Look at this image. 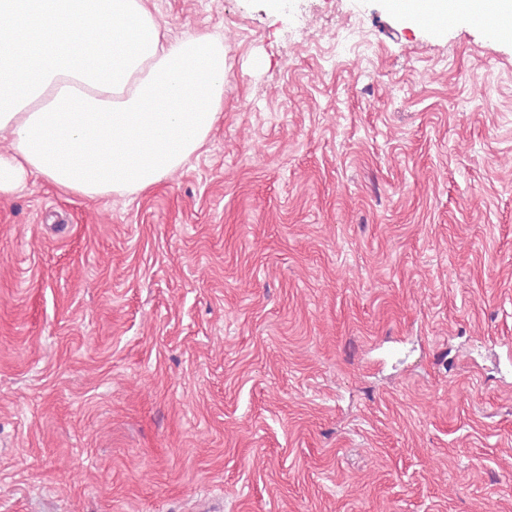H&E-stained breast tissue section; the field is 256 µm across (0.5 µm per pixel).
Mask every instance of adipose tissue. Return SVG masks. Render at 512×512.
Instances as JSON below:
<instances>
[{
  "instance_id": "1",
  "label": "adipose tissue",
  "mask_w": 512,
  "mask_h": 512,
  "mask_svg": "<svg viewBox=\"0 0 512 512\" xmlns=\"http://www.w3.org/2000/svg\"><path fill=\"white\" fill-rule=\"evenodd\" d=\"M0 193L36 173L88 197L146 189L198 150L223 44L166 40L143 0H0Z\"/></svg>"
}]
</instances>
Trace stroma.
I'll return each mask as SVG.
<instances>
[{
  "mask_svg": "<svg viewBox=\"0 0 512 512\" xmlns=\"http://www.w3.org/2000/svg\"><path fill=\"white\" fill-rule=\"evenodd\" d=\"M145 5L221 113L148 189L0 194V512H512V40Z\"/></svg>",
  "mask_w": 512,
  "mask_h": 512,
  "instance_id": "1",
  "label": "stroma"
}]
</instances>
